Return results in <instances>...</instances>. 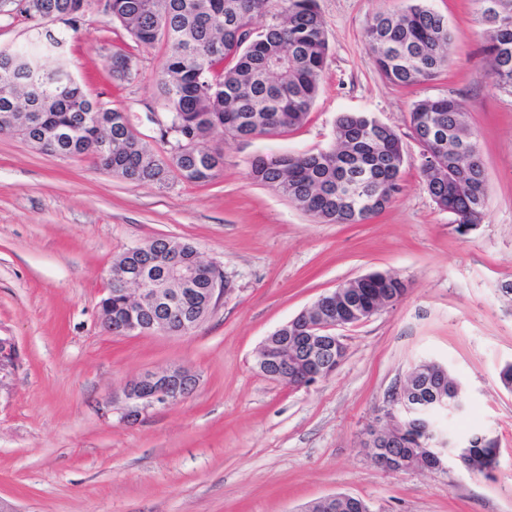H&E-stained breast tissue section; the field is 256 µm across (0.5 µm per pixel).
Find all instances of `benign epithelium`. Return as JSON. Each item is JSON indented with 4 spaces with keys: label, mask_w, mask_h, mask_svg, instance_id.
Wrapping results in <instances>:
<instances>
[{
    "label": "benign epithelium",
    "mask_w": 512,
    "mask_h": 512,
    "mask_svg": "<svg viewBox=\"0 0 512 512\" xmlns=\"http://www.w3.org/2000/svg\"><path fill=\"white\" fill-rule=\"evenodd\" d=\"M131 253L135 254L136 269L119 273L107 269L104 294L112 296L114 286L125 292H134L135 307L145 315V319L117 327L113 329V334L187 335L197 329L201 322L196 320L194 311L183 306L182 297L183 289L197 287L198 265L172 251L166 255L161 273L157 275L152 268L159 249L153 241L131 247ZM335 294L334 290L322 294L314 307L304 309L285 325V328L294 329L300 335L284 336L278 345L268 337L263 340L256 353L255 365L264 376L278 382L286 380L288 386L299 389L311 386L333 373L328 366L321 364L319 355L329 353L331 360L341 364L346 355V346L336 330L347 327V324L331 320L322 311L323 304ZM197 380L195 373L180 365L141 373L127 381L123 388L125 419L136 421L155 407H168L182 401L193 392ZM462 410V405L445 393L427 402L410 384L404 381L396 384L387 396L380 424L366 432L365 447L372 449L371 460L380 468L398 472L439 469L451 457L466 469H471L470 448L481 444L493 445L495 441L481 435L459 442L426 421L431 414H454ZM412 422L422 425L426 434L424 456L414 452L405 457L383 453L385 448L405 445L404 430ZM354 503L356 498L348 495L319 499L322 512H337L340 506L350 507Z\"/></svg>",
    "instance_id": "obj_1"
}]
</instances>
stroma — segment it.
Instances as JSON below:
<instances>
[{"label": "stroma", "mask_w": 512, "mask_h": 512, "mask_svg": "<svg viewBox=\"0 0 512 512\" xmlns=\"http://www.w3.org/2000/svg\"><path fill=\"white\" fill-rule=\"evenodd\" d=\"M410 0H317L329 57L321 91L296 131L240 140L215 133L224 170L197 185H136L85 158L0 134V337L16 359L0 381V512H300L332 494L372 512H512V93L481 53L472 0H427L452 34L448 69L395 86L375 68L365 29ZM138 71L114 82V50ZM65 53L88 96L127 112L159 142L166 120L157 75L163 44L135 47L98 6ZM462 105L487 174V214L461 233L431 200L408 112L415 100ZM369 112L406 153L401 191L362 224H321L249 176L252 159L330 147L337 117ZM167 237L222 265L233 291L191 334L114 336L101 325L104 271L127 248ZM372 272L405 281L394 306L341 329L346 356L327 379L291 389L254 367L266 336L341 283ZM424 360L462 385L459 419L434 416L458 440L497 439L492 478L456 462L442 470L375 468L363 446L387 394ZM181 365L193 394L123 421L125 383Z\"/></svg>", "instance_id": "stroma-1"}]
</instances>
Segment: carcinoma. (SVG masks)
I'll list each match as a JSON object with an SVG mask.
<instances>
[{
    "instance_id": "carcinoma-1",
    "label": "carcinoma",
    "mask_w": 512,
    "mask_h": 512,
    "mask_svg": "<svg viewBox=\"0 0 512 512\" xmlns=\"http://www.w3.org/2000/svg\"><path fill=\"white\" fill-rule=\"evenodd\" d=\"M484 24L483 53L497 87L512 92V0H474ZM13 11L34 32L54 14L84 15L90 0H11ZM269 0H110L108 20L119 23L134 43H166L158 75L168 124L160 140L176 134L161 154L133 128L127 113L88 98L65 52L31 42L21 51H1L15 65H0V117L11 114L27 125L24 139L64 157L85 156L133 184H162L173 174L208 183L224 170V153L212 144L218 130L253 139L292 129L307 119L321 89L329 43L317 0H282L269 14ZM270 20L259 24L265 16ZM366 44L382 76L410 86L435 79L448 67L451 33L443 15L424 0L405 10L379 13L365 31ZM55 57L47 68L43 57ZM112 77L125 81L138 71L135 54L116 51ZM419 166L436 206L458 224H481L487 211L483 159L458 158L459 146L474 142L466 113L451 97L420 99L409 113ZM406 162L396 130L369 112H344L331 148L318 153L259 156L249 176L282 194L325 224H360L385 210L400 191ZM406 288L399 277L374 272L343 284L329 308L331 319L359 321ZM185 304L206 312L209 295L185 294ZM102 317L121 323L135 317L129 297L112 293ZM409 376L420 383L449 386L454 377L430 361Z\"/></svg>"
}]
</instances>
